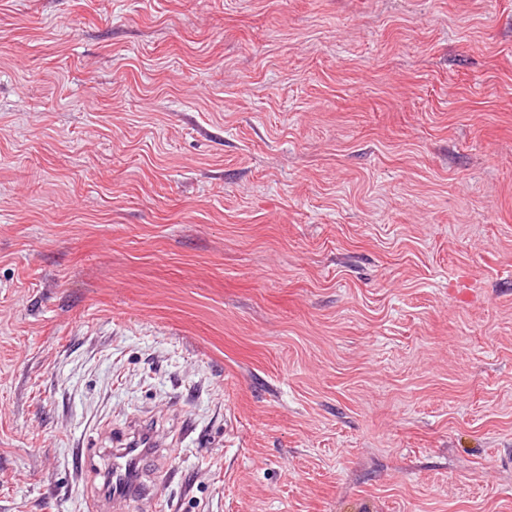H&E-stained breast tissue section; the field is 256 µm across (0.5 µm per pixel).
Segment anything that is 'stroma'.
I'll return each mask as SVG.
<instances>
[{
  "instance_id": "35a3bbf8",
  "label": "stroma",
  "mask_w": 512,
  "mask_h": 512,
  "mask_svg": "<svg viewBox=\"0 0 512 512\" xmlns=\"http://www.w3.org/2000/svg\"><path fill=\"white\" fill-rule=\"evenodd\" d=\"M512 512V0H0V512ZM128 429L132 430L119 435L116 445L119 448H112L106 469L100 471L105 483L112 486V492L93 500L89 506L92 511L123 512L128 500L147 494L141 482V470L151 456V448L159 444L145 426L134 425Z\"/></svg>"
}]
</instances>
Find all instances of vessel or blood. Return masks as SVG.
I'll return each mask as SVG.
<instances>
[{
  "instance_id": "obj_1",
  "label": "vessel or blood",
  "mask_w": 512,
  "mask_h": 512,
  "mask_svg": "<svg viewBox=\"0 0 512 512\" xmlns=\"http://www.w3.org/2000/svg\"><path fill=\"white\" fill-rule=\"evenodd\" d=\"M157 445L152 432L142 425L119 435L118 446L112 449L107 467L101 471L112 491L91 502L92 512H123L128 500L145 496L141 470L149 460L152 448Z\"/></svg>"
}]
</instances>
